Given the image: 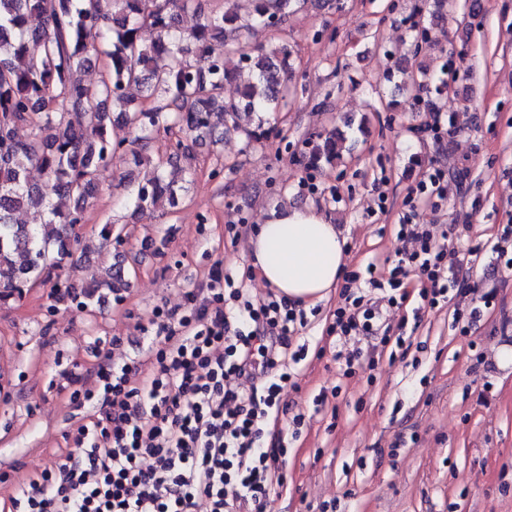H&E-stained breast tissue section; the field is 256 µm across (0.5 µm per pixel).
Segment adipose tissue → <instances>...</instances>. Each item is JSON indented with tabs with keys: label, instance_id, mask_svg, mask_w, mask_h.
I'll return each mask as SVG.
<instances>
[{
	"label": "adipose tissue",
	"instance_id": "obj_1",
	"mask_svg": "<svg viewBox=\"0 0 512 512\" xmlns=\"http://www.w3.org/2000/svg\"><path fill=\"white\" fill-rule=\"evenodd\" d=\"M250 245L260 277L290 300L320 302L338 282L343 242L315 207L286 204L267 210Z\"/></svg>",
	"mask_w": 512,
	"mask_h": 512
}]
</instances>
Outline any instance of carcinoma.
I'll list each match as a JSON object with an SVG mask.
<instances>
[{
	"label": "carcinoma",
	"mask_w": 512,
	"mask_h": 512,
	"mask_svg": "<svg viewBox=\"0 0 512 512\" xmlns=\"http://www.w3.org/2000/svg\"><path fill=\"white\" fill-rule=\"evenodd\" d=\"M307 0H224V10L198 18L190 29L180 17L199 0H0V302L20 299L38 282L62 289L69 303L89 308L103 291L121 287L118 275L86 280L61 270L75 266V227L85 223L90 201L121 152L143 180L128 179L127 207L145 217L167 204L176 207L193 184L196 147L234 133L252 144L267 136V116L287 112L297 95L292 84L293 48L284 38L245 52L255 32L280 29ZM38 25L32 26V20ZM149 29L153 36H143ZM431 42L418 30L406 65L393 69L399 85L417 97L412 61ZM106 59L99 81L78 72L91 56ZM237 87L232 97L225 87ZM129 137L114 140L111 126ZM30 130L27 138L18 129ZM178 130L166 159L147 156L152 139ZM328 138L312 146L308 163L339 154ZM37 167L44 184L30 181ZM67 199L63 209L54 199ZM38 207L42 224H21L15 214Z\"/></svg>",
	"instance_id": "cac0c4a2"
}]
</instances>
